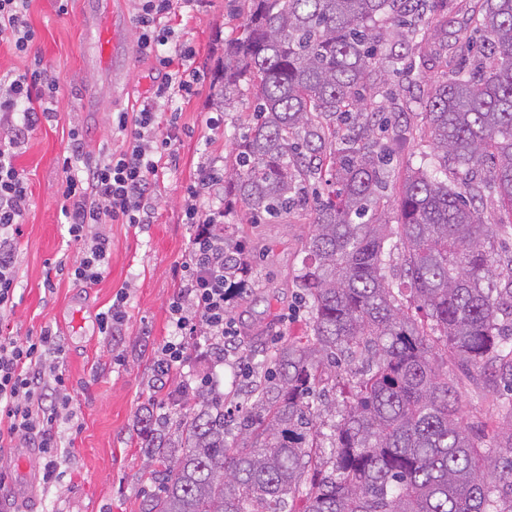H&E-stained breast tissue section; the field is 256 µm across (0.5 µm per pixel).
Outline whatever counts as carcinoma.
Returning <instances> with one entry per match:
<instances>
[{
  "label": "carcinoma",
  "mask_w": 512,
  "mask_h": 512,
  "mask_svg": "<svg viewBox=\"0 0 512 512\" xmlns=\"http://www.w3.org/2000/svg\"><path fill=\"white\" fill-rule=\"evenodd\" d=\"M214 89L221 104L248 93L255 118L224 176V194L252 217L307 209L312 230L293 284L310 304V332L274 347L249 382V405L201 387L189 411L145 445L160 492L144 512H512V399L502 450L471 434L445 360L488 381L512 377V220H491L490 195L512 211V0H480L485 33L472 71L448 56L451 77L423 103L424 138L438 166L410 168L396 228L386 197L390 142L384 118L409 108L366 92L404 62L381 54L388 26L412 36L442 27L429 0H248ZM388 132L384 142L375 128ZM487 181L448 185L437 173ZM397 235L398 244L391 243ZM400 246L399 279L386 257ZM247 269L241 242L224 235V287ZM409 294L420 314L405 312ZM365 370L319 440L310 398L337 356Z\"/></svg>",
  "instance_id": "obj_1"
}]
</instances>
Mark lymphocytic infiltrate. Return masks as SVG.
Wrapping results in <instances>:
<instances>
[{
    "instance_id": "f902f5d3",
    "label": "lymphocytic infiltrate",
    "mask_w": 512,
    "mask_h": 512,
    "mask_svg": "<svg viewBox=\"0 0 512 512\" xmlns=\"http://www.w3.org/2000/svg\"><path fill=\"white\" fill-rule=\"evenodd\" d=\"M28 0H0V40L16 52L27 53L34 39L24 16ZM170 0H143L137 15L138 47L156 56L165 79L154 98L142 101L133 112H120L112 123L129 132L120 152H100L87 159V145L79 129L70 132L69 154L62 160L59 192L68 234L79 250L67 268L80 282H98L108 264L111 241L106 224H146L152 215L153 187L159 176L158 159L174 152L173 135L160 134L159 101L190 94L184 64L192 53L184 50L160 55L172 31L161 20ZM57 82L37 69L0 81V315L16 307V253L20 224L30 206L31 193L16 165L19 150L41 119L55 112ZM222 176L202 169L199 182L187 190L185 217L191 227L188 248L180 266L179 291L168 304L173 328L159 359L161 372L188 365L203 345L229 338L226 316L231 294L224 286V211L205 205V184ZM61 346L52 329L23 340L0 334V443L18 441L38 449L43 479L61 481L59 426L71 423L70 398L60 371Z\"/></svg>"
}]
</instances>
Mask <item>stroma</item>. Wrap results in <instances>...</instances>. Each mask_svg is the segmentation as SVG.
<instances>
[{"label":"stroma","mask_w":512,"mask_h":512,"mask_svg":"<svg viewBox=\"0 0 512 512\" xmlns=\"http://www.w3.org/2000/svg\"><path fill=\"white\" fill-rule=\"evenodd\" d=\"M440 10L446 26L420 48L410 49L407 30L392 31L388 47L408 52L409 67L388 74L383 91L422 102L432 81L446 75V54L455 31L469 23V3L446 0ZM99 12L97 0H30L27 19L35 38L28 52L16 53L0 42V74L38 67L58 81L56 118L41 121L17 157L32 196L19 238L16 307L0 319V330L21 339L39 335L46 326L57 331L64 350L61 371L75 414L74 425L60 428L67 476L51 486L38 484L25 502H17L11 484L13 453L0 450V512H142L144 500L159 487L148 474L141 441L160 417H180L182 410L172 406L171 394L185 380L208 376L230 401L246 403L242 385L250 365L262 360L266 350L309 332L305 306L293 286L311 230L305 211L255 221L241 200L218 188L208 204L223 208L224 227L242 240L250 263L251 291L229 310L242 348L237 358L217 367L197 361L163 378L155 371L158 351L172 332L168 303L177 290L176 272L189 240L183 217L186 189L201 168L230 166L233 149L253 119L250 96H240L227 108L213 96L225 45L247 17L245 0H171L166 23L175 35L162 51L191 48L196 81L190 95L158 107L164 131L171 128L170 113H177L173 128L178 139L174 154L161 161L154 218L139 226L104 225L112 259L99 283L86 285L60 273V265L70 264L76 254L59 193L70 128L82 130L90 149L125 148L128 136L113 131V113L136 110L162 79L154 58L137 49L113 66H85V24ZM387 118L408 132L392 145L388 194L393 197L408 164L419 160L426 146L420 111H393ZM123 289L128 292L127 318L120 335H99L97 313ZM360 368L357 361L329 368L335 387L313 397L314 405L333 406L323 423L339 420ZM448 376L461 395L472 433L482 444L493 445L502 423L500 405L512 392L485 383L454 361L448 364Z\"/></svg>","instance_id":"stroma-1"}]
</instances>
